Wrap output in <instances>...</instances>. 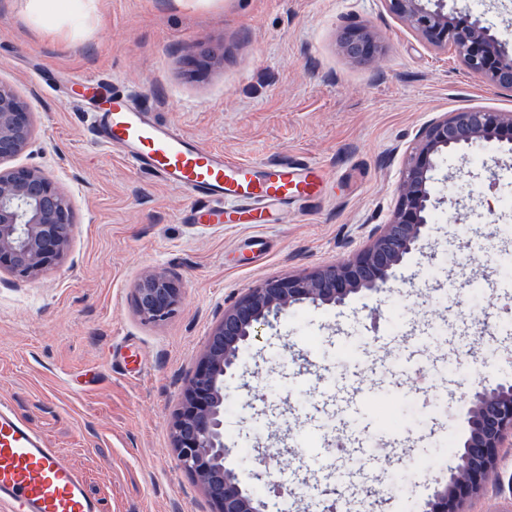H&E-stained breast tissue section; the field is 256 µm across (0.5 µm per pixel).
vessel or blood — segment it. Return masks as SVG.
<instances>
[{
  "label": "vessel or blood",
  "mask_w": 512,
  "mask_h": 512,
  "mask_svg": "<svg viewBox=\"0 0 512 512\" xmlns=\"http://www.w3.org/2000/svg\"><path fill=\"white\" fill-rule=\"evenodd\" d=\"M96 136L140 169L183 190L188 223H257V213L291 198L312 196L320 169L300 160L262 168L224 156L174 125L112 94L94 113ZM82 473L10 405L0 403V512H102Z\"/></svg>",
  "instance_id": "obj_1"
}]
</instances>
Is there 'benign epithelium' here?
<instances>
[{"label": "benign epithelium", "mask_w": 512, "mask_h": 512, "mask_svg": "<svg viewBox=\"0 0 512 512\" xmlns=\"http://www.w3.org/2000/svg\"><path fill=\"white\" fill-rule=\"evenodd\" d=\"M382 2L427 46L453 48L465 69L486 86L512 91V52L479 20L449 14L441 0ZM341 48L352 60L371 61L380 54L376 36L365 25L346 28ZM33 134L32 105L0 81V272L19 279L34 278L54 264L68 248L74 226L69 199L45 170L3 167L26 151ZM494 139L510 144L512 151L511 112L472 108L429 121L409 152L393 216L367 247L313 273L264 280L224 310L171 424L179 464L196 477L217 512H261L263 507L226 466L232 449L224 442V375L237 368L241 349L258 336V328L273 325L297 304L341 306L353 295L385 290L393 270L418 249L436 209L431 175L436 159ZM181 300L178 278L165 270L147 273L135 288L136 310L149 322L168 319ZM467 402L460 449L423 512H467L468 501L484 497L488 485L499 481L498 451L512 447V384L487 379L468 393ZM333 493L346 512L373 495L386 501L383 489L372 485L361 487L360 501L342 488Z\"/></svg>", "instance_id": "benign-epithelium-1"}]
</instances>
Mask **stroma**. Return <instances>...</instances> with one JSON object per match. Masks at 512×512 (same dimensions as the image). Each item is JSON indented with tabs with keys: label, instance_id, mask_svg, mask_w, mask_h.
<instances>
[{
	"label": "stroma",
	"instance_id": "obj_1",
	"mask_svg": "<svg viewBox=\"0 0 512 512\" xmlns=\"http://www.w3.org/2000/svg\"><path fill=\"white\" fill-rule=\"evenodd\" d=\"M512 50V0H445ZM363 23L384 47L347 58ZM209 67H197L200 52ZM98 79L206 146L258 165L302 159L328 179L264 224H186L180 189L98 141L72 76ZM0 81L29 98L32 143L75 224L37 278L0 274V400L79 468L105 512H216L178 464L171 422L207 339L249 288L356 255L389 222L418 132L448 112H512L451 50L426 47L382 0H0ZM440 204L390 290L340 307L296 305L225 375L227 465L261 490L255 461L284 448L281 480L350 493L388 484L387 512H421L460 439L465 391L512 383V153L482 141L433 173ZM163 269L183 287L169 319L134 289Z\"/></svg>",
	"mask_w": 512,
	"mask_h": 512
}]
</instances>
